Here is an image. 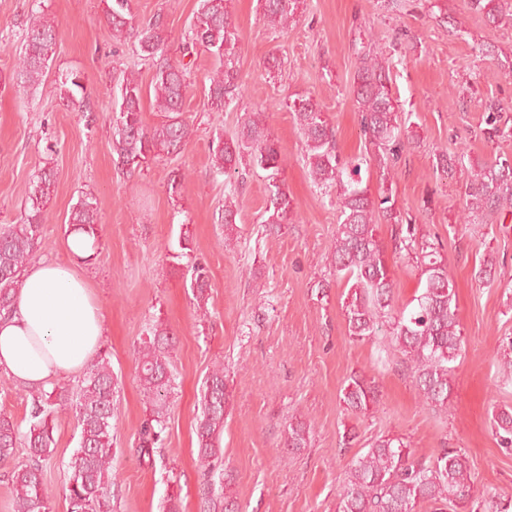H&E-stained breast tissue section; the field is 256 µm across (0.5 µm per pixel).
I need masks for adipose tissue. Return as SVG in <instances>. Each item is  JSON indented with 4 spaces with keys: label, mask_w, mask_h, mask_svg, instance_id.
I'll use <instances>...</instances> for the list:
<instances>
[{
    "label": "adipose tissue",
    "mask_w": 512,
    "mask_h": 512,
    "mask_svg": "<svg viewBox=\"0 0 512 512\" xmlns=\"http://www.w3.org/2000/svg\"><path fill=\"white\" fill-rule=\"evenodd\" d=\"M0 316V373L26 387L80 373L104 335V315L67 264L39 261Z\"/></svg>",
    "instance_id": "1"
}]
</instances>
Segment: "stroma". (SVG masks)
<instances>
[{"mask_svg":"<svg viewBox=\"0 0 512 512\" xmlns=\"http://www.w3.org/2000/svg\"><path fill=\"white\" fill-rule=\"evenodd\" d=\"M199 0H132L140 22H163L168 54L189 65L183 117L194 134L185 149L138 165L118 164L112 149L114 109L122 75L134 72L149 88L154 71L136 44L112 37L103 0H0V224L20 220L36 174L55 171L36 259L70 264L87 282L104 314L100 345L118 381L112 435L115 512H162L167 495L181 512H203L206 479L197 457L200 390L213 366L223 365L229 403L217 463L224 492L242 512H336L337 493L353 452L380 435L398 434L428 457L460 448L481 496L512 494V451L491 432L494 407L512 406V381L498 369L503 337L512 336V206L466 223L467 171L496 156L512 158V7L486 22L468 0H304L296 24L281 33L262 19L259 0H233L240 47V96L224 111L208 105V76L218 66L204 49L184 54ZM54 21L55 53L36 96L10 75L32 16ZM391 56L392 95L408 113L417 141L405 150L391 186L376 166L363 167L372 197L391 189L417 234L440 247L454 286L464 350L448 406L426 405L401 353L387 338L357 342L343 310L346 288L331 261L336 196L314 186L290 107L311 98L336 131L342 159L364 152L354 80L362 42ZM283 62L267 75L270 55ZM80 76L79 104L62 100L64 78ZM503 107L500 132L487 138L489 102ZM267 111L282 177L296 221L270 231L266 179L258 171L240 184L242 208L224 224V195L232 180L211 164L212 143L230 138L247 112ZM447 153V172L433 165ZM184 176L171 195L172 173ZM97 201L99 244L89 262L71 251L66 218L83 194ZM193 250L182 255L179 240ZM377 234L389 250L398 303L409 301L418 275L395 253L392 225ZM209 287L197 302L192 267ZM176 338L175 394L166 430L152 458L138 438L146 405L137 379L136 350L153 325ZM375 379L380 404L356 416L340 400L349 377ZM310 428L307 448L285 446L295 419ZM354 431L349 451L343 436ZM72 415L56 420L55 449L43 470L54 496L50 512H67L66 468L78 445Z\"/></svg>","mask_w":512,"mask_h":512,"instance_id":"1","label":"stroma"}]
</instances>
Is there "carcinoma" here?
<instances>
[{"instance_id":"carcinoma-1","label":"carcinoma","mask_w":512,"mask_h":512,"mask_svg":"<svg viewBox=\"0 0 512 512\" xmlns=\"http://www.w3.org/2000/svg\"><path fill=\"white\" fill-rule=\"evenodd\" d=\"M263 18L280 32L295 22L300 0H261ZM231 0H201L185 37V49L202 47L222 64L210 78V110L222 112L239 93L237 37ZM470 8L495 24L503 10L502 0H469ZM105 15L113 36L133 37L142 56L152 62L153 107L162 120L148 127L142 118L141 85L128 76L121 85L119 115L115 118V151L122 164L149 156L173 154L187 145L189 124L182 118L187 90L186 67L166 54L155 19L142 25L131 9V0H106ZM53 22L38 15L30 19L23 38V53L11 80L32 92L45 76L47 62L56 46ZM389 61L377 52L360 54L354 97L360 115V133L366 153L376 162L380 178L392 181V169L400 154L413 144L415 133L398 112L391 96ZM294 118L304 138L307 163L313 183L320 189L340 188L336 206L338 223L332 245L336 278L348 292L345 314L349 336L366 341L387 336L403 354L412 378L427 405L445 407L452 389L456 361L462 354L463 337L453 285L448 278L446 257L432 243L419 242L412 221L403 218L395 205L392 189L379 199L361 187L364 159L343 162L336 153L335 133L325 112L308 100H300ZM263 111L247 114L237 135L217 138L212 148L216 172L232 176L240 170L266 172L269 207L264 223L279 229L292 224L296 213L281 178L280 152L267 132ZM54 171L45 168L37 176L30 196V209L19 224L0 225V310L11 308L22 286L23 272L34 257L41 234L44 210ZM465 208L469 213L496 211L512 202V164L497 157L470 172ZM238 189L224 196V224L235 223L240 211ZM395 225V251L416 259L418 287L405 305L395 307L394 286L386 248L378 238L380 220ZM74 234L85 241L97 236V206L85 195L68 217ZM190 288L196 298L204 296L208 283L200 268H193ZM173 337L158 323L139 347V382L146 398L147 417L140 432L139 453L149 457L162 441L175 375L171 352ZM503 376L512 375V336L503 341L500 353ZM31 404L26 427L0 410V464L14 458L18 445L28 448V462L12 468V512H49L51 490L43 468L55 448V418L69 411L80 428L78 447L67 464L64 487L67 512H112V420L115 383L107 355L99 352L85 372L77 392L55 386L29 390ZM224 370L212 369L201 390V414L197 419L198 459L204 474L214 473L221 448L228 402ZM345 409L366 415L378 405L375 380L355 374L343 389ZM492 432L502 448L512 449V407H496ZM308 428L304 421L290 424L288 447H306ZM336 512H416L430 504L437 512H512V496L494 494L478 500L466 454L460 448H442L429 458L396 435L380 436L370 448L352 459L337 495Z\"/></svg>"}]
</instances>
